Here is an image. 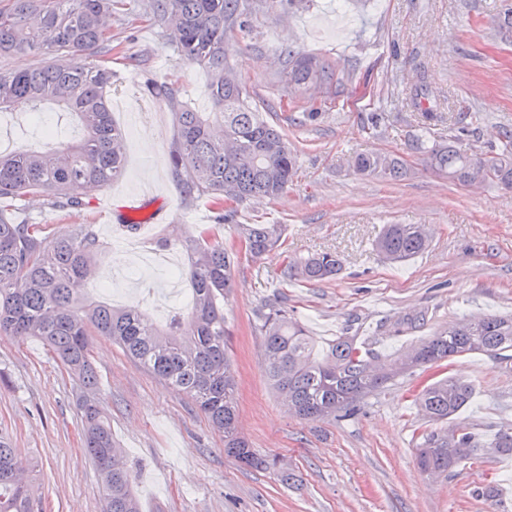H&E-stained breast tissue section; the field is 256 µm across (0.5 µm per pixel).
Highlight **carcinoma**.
<instances>
[{
  "label": "carcinoma",
  "instance_id": "obj_1",
  "mask_svg": "<svg viewBox=\"0 0 512 512\" xmlns=\"http://www.w3.org/2000/svg\"><path fill=\"white\" fill-rule=\"evenodd\" d=\"M296 0H150L153 18L170 25L174 49L184 62L210 74L208 96L214 112H196L180 100L176 83L165 77L151 92L174 112L176 135L170 148L172 174L181 185L183 203L209 200L215 223L234 221L239 203L274 198L286 190L296 172L297 154L282 130L265 120L249 102L230 58L237 30L264 9ZM119 0H8L0 6V54L55 53L54 63L15 72L0 71V112L56 103L74 115L82 130L79 140L60 147L0 152V198L44 197L53 209L80 212L88 207L87 186L105 188L124 174V132L112 120L109 91L112 71L102 65L75 68L61 59L68 52L99 48L109 41L112 14ZM37 10L40 23L27 25ZM497 36L512 43V0H502L494 20ZM341 69L316 57L290 50L282 73L288 92L310 86L332 93ZM420 135L415 149L435 174L463 185L494 184L512 190V130L502 132L503 146L487 155L468 152L453 143L424 146V137L438 119L422 100ZM353 172L398 177L404 162L387 153H358L348 161ZM238 248L228 249L210 229L177 241L190 258L191 307L174 312L159 328L136 307L116 310L81 296L88 270L102 248L91 224H78L67 237H50L39 224H13L0 212V336L41 339L80 384L78 408L83 447L96 466L104 512H140L121 449L97 404L96 372L90 337L107 336L141 368L180 392L208 422L224 433V452L240 467L267 470L276 460L257 455L236 425L235 370L224 329V293L232 288L234 258L242 253L259 260L282 247L281 224H237ZM431 236L415 224H388L375 247L388 261L402 262L424 251ZM287 278L325 282L336 278L341 259L334 252L283 260ZM266 368L282 403L303 420L317 421L351 412L376 394L398 372L373 349L353 336H338L322 356L315 342L288 310L274 307L262 315ZM419 353L424 367L455 357L486 354L512 360V316L483 314L450 322L436 334L407 347ZM473 386L444 376L424 386L414 405L433 422L462 411L473 397ZM512 455V428H502L484 448L472 447L464 426L432 431L417 449L420 467L429 474L445 473L487 456ZM26 462L20 449L0 438V512H35L33 486L20 477Z\"/></svg>",
  "mask_w": 512,
  "mask_h": 512
}]
</instances>
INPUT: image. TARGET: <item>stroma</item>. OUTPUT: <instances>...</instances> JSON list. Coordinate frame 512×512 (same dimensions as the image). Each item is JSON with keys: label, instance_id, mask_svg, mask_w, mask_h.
Instances as JSON below:
<instances>
[{"label": "stroma", "instance_id": "stroma-1", "mask_svg": "<svg viewBox=\"0 0 512 512\" xmlns=\"http://www.w3.org/2000/svg\"><path fill=\"white\" fill-rule=\"evenodd\" d=\"M147 0H124L112 19L111 53L74 54L76 65L112 70V117L128 144L123 177L110 185L121 198L153 188L166 223L147 234L146 249L102 237L96 267L109 280L87 291L114 307L138 306L156 323L188 297V257L179 239L212 225L202 202L184 206L170 174L175 119L153 95V81L178 79L188 106L212 111L208 76L181 61L170 32L157 25ZM501 0H301L293 9L255 14L237 34L236 76L253 104L280 126L298 154L286 193L240 207L241 224H281L290 256L334 252L343 268L321 283L286 280L272 254L240 258L224 298L227 343L236 371L238 426L252 448L278 459L277 471H246L224 453L191 401L131 362L111 339H91L97 396L117 447L132 471L141 512H512V456L469 461L434 477L415 452L434 426L417 413L412 393L451 374L475 387L456 417L482 447L512 426V368L482 354L450 366L418 368L368 397L343 421H304L285 410L266 373L262 314L285 305L325 346L339 336L374 337L392 355L470 314L512 315V191L465 187L424 167L413 147L420 117L411 105L423 91L444 116L431 137H458L479 152L499 150L512 129V46L496 36ZM300 50L342 62L340 93L285 96L281 59ZM315 120L296 124L302 113ZM370 112L385 113L365 133ZM464 124H455L459 113ZM397 155L409 168L400 180L358 176L356 153ZM18 224H40L54 235L76 225H102L98 209L75 215L43 198L0 200ZM386 224L431 228L430 246L414 258L387 263L374 241ZM173 246L161 247L163 238ZM76 381L49 348L28 336H0V434L20 448L40 501L37 512H103L101 482L81 450ZM292 472L282 482L280 472ZM493 485L495 497L475 487Z\"/></svg>", "mask_w": 512, "mask_h": 512}]
</instances>
